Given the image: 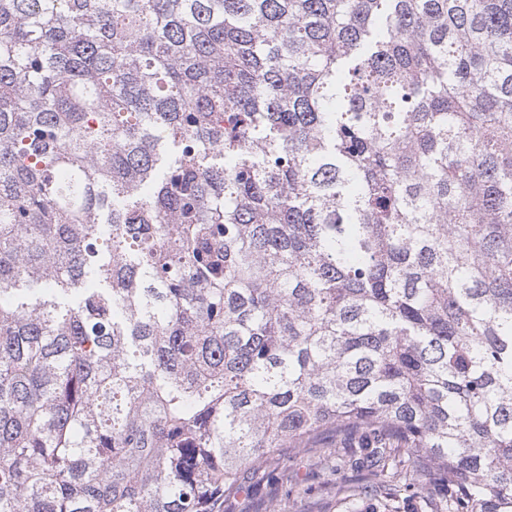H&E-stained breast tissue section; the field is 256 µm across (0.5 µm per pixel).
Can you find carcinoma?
Wrapping results in <instances>:
<instances>
[{
	"label": "carcinoma",
	"instance_id": "carcinoma-1",
	"mask_svg": "<svg viewBox=\"0 0 512 512\" xmlns=\"http://www.w3.org/2000/svg\"><path fill=\"white\" fill-rule=\"evenodd\" d=\"M512 512V0H0V512ZM245 492L236 499L224 503V512H270V504L276 501L281 512H349L353 505L346 500L336 499V475L319 468L308 466L305 462L299 465L298 477L304 487H311L307 495L295 491L285 496V488L280 486L277 475L273 472L252 476L244 473Z\"/></svg>",
	"mask_w": 512,
	"mask_h": 512
}]
</instances>
